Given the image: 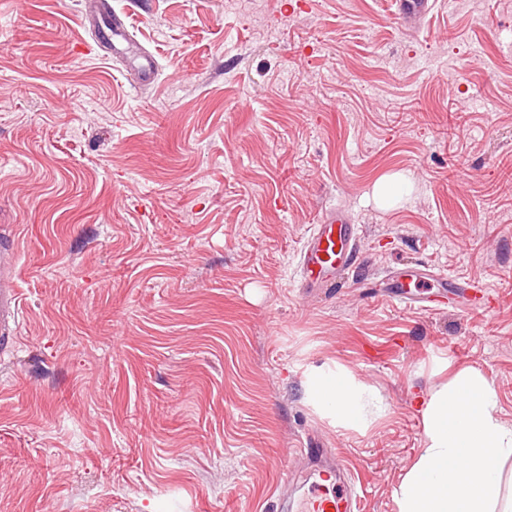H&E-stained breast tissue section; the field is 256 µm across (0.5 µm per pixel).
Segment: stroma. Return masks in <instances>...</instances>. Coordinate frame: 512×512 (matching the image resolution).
<instances>
[{
	"mask_svg": "<svg viewBox=\"0 0 512 512\" xmlns=\"http://www.w3.org/2000/svg\"><path fill=\"white\" fill-rule=\"evenodd\" d=\"M156 82L101 58L85 0H0V244L22 316L0 359V512H286L307 438L361 512H397L420 397L465 368L512 424V0H110ZM394 180L393 197L375 187ZM360 228L354 285L301 286L321 212ZM421 268L487 312L357 284ZM380 396L332 424L308 376ZM392 13L405 23H413L424 18L431 5L429 0H391Z\"/></svg>",
	"mask_w": 512,
	"mask_h": 512,
	"instance_id": "obj_1",
	"label": "stroma"
}]
</instances>
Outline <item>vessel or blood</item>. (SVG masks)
Wrapping results in <instances>:
<instances>
[{
	"label": "vessel or blood",
	"mask_w": 512,
	"mask_h": 512,
	"mask_svg": "<svg viewBox=\"0 0 512 512\" xmlns=\"http://www.w3.org/2000/svg\"><path fill=\"white\" fill-rule=\"evenodd\" d=\"M394 15L404 22L413 23L424 18L429 10V0H390ZM85 25L98 29L101 44L111 47L113 56H133L142 82L152 84L156 76V59L152 53L136 48L126 23L118 16L102 21L100 15H87ZM358 229L350 215L343 209L325 210L308 238L301 253L300 267L305 287L321 293L343 287L345 270L356 262L354 252ZM18 257L15 243L0 246V340L10 341L19 318L20 300L14 284L13 271ZM408 283L397 279L390 294L392 300L413 306L428 297L431 282L421 277L415 291H408ZM304 453L319 466V482L313 483L308 493L298 503V512H358L360 499L346 485L327 489L323 480L340 475L341 466L324 459L320 448L308 447Z\"/></svg>",
	"instance_id": "vessel-or-blood-1"
}]
</instances>
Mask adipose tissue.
Segmentation results:
<instances>
[{
    "mask_svg": "<svg viewBox=\"0 0 512 512\" xmlns=\"http://www.w3.org/2000/svg\"><path fill=\"white\" fill-rule=\"evenodd\" d=\"M308 396L333 424L366 428L377 398L343 371H316ZM497 393L479 371L464 369L421 402L424 439L396 492L398 512H497L500 464L512 457V425L497 415Z\"/></svg>",
    "mask_w": 512,
    "mask_h": 512,
    "instance_id": "ef3b65f1",
    "label": "adipose tissue"
}]
</instances>
